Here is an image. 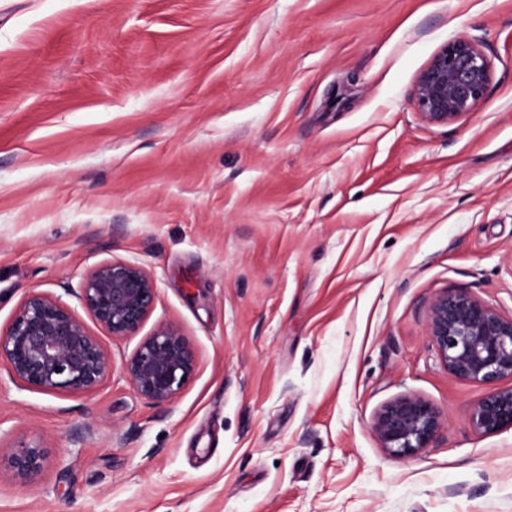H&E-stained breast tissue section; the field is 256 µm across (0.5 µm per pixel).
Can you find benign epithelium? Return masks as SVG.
Listing matches in <instances>:
<instances>
[{
	"label": "benign epithelium",
	"mask_w": 512,
	"mask_h": 512,
	"mask_svg": "<svg viewBox=\"0 0 512 512\" xmlns=\"http://www.w3.org/2000/svg\"><path fill=\"white\" fill-rule=\"evenodd\" d=\"M491 65L472 39L444 44L416 78L412 96L428 123L447 125L473 112L485 97ZM156 280L139 264L106 261L81 282L76 297L106 336L135 335L154 307ZM429 339L451 376L488 387L468 413L469 426L490 435L512 429V316L460 290H447L430 304ZM21 385L44 392L89 393L112 374V359L102 339L61 301L29 294L0 331V365ZM195 353L179 326L158 325L143 337L122 371L141 398L164 404L195 372ZM371 428L381 448L399 460L433 447L444 421L433 403L404 394L381 406ZM41 446L19 441L8 447V463L22 478H32L44 464Z\"/></svg>",
	"instance_id": "7a95c632"
}]
</instances>
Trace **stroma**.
Here are the masks:
<instances>
[{
    "label": "stroma",
    "mask_w": 512,
    "mask_h": 512,
    "mask_svg": "<svg viewBox=\"0 0 512 512\" xmlns=\"http://www.w3.org/2000/svg\"><path fill=\"white\" fill-rule=\"evenodd\" d=\"M474 39L486 96L423 120L419 72ZM158 285L104 338L93 392L0 368V512H512V429L472 430L427 310L463 289L512 316V0H0V329L101 262ZM180 327L196 370L155 404L121 371ZM433 448L371 428L404 395ZM371 428L389 456L405 460L433 448L444 421L433 403L415 394H404L381 406ZM8 450V463L22 478H32L40 472L44 464V452L41 446L33 442L19 441Z\"/></svg>",
    "instance_id": "obj_1"
}]
</instances>
